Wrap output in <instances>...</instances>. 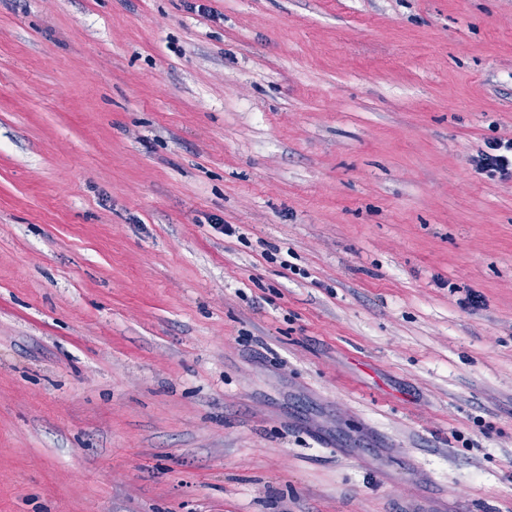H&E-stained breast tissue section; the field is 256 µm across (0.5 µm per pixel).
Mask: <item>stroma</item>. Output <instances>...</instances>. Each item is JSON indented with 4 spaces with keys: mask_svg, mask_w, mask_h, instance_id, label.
<instances>
[{
    "mask_svg": "<svg viewBox=\"0 0 512 512\" xmlns=\"http://www.w3.org/2000/svg\"><path fill=\"white\" fill-rule=\"evenodd\" d=\"M512 0H0V512H512ZM476 156L475 167L481 171L497 172L503 178L512 177V138L494 139L485 144Z\"/></svg>",
    "mask_w": 512,
    "mask_h": 512,
    "instance_id": "stroma-1",
    "label": "stroma"
}]
</instances>
